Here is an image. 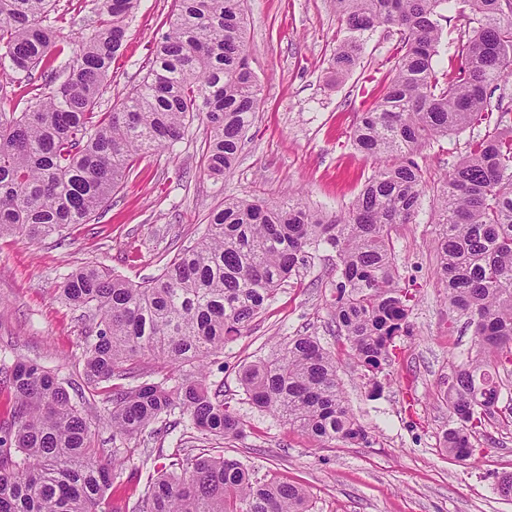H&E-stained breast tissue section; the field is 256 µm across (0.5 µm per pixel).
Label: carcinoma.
Returning a JSON list of instances; mask_svg holds the SVG:
<instances>
[{
	"instance_id": "1",
	"label": "carcinoma",
	"mask_w": 512,
	"mask_h": 512,
	"mask_svg": "<svg viewBox=\"0 0 512 512\" xmlns=\"http://www.w3.org/2000/svg\"><path fill=\"white\" fill-rule=\"evenodd\" d=\"M56 0H0V70L42 71L39 101L0 95V236L34 241L86 224L140 160L184 140L206 118L201 165L232 169L243 133L259 111L243 0H174L168 30L149 69L120 107L98 111L112 60L138 0H102L91 35L63 71L59 33L41 16ZM474 15L461 58L433 66L447 0H332L347 35L329 59L343 75L364 34H400L389 82L354 128V145L375 170L344 214L327 217L293 196L275 204L224 197L194 245L165 259L161 273L132 284L98 266L64 275L63 299L89 313L83 383L67 389L36 363L18 362L0 382L14 396L0 423V512H107L114 471L94 447L79 402L103 396L112 440L169 435L188 421L217 439L243 423L219 399L201 366L247 334L282 285L321 249L336 252L330 303L349 355L373 376L394 362V340L408 332L412 295L396 262L391 231L410 224L426 192L435 205L438 279L448 290V323L464 317L475 350L456 365L444 392L457 426L443 434L448 455L468 460L471 437L498 414L500 372L512 369V118L492 101L512 75V0H463ZM465 155L432 186L418 162L424 147L480 124ZM151 356L193 366L175 385H132L135 364ZM240 383L267 410L317 442L369 443L346 403L336 359L315 336H295L278 353L243 366ZM135 512H309L297 485L258 481L236 458L174 457L149 482Z\"/></svg>"
}]
</instances>
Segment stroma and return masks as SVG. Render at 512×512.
Wrapping results in <instances>:
<instances>
[{
  "instance_id": "obj_1",
  "label": "stroma",
  "mask_w": 512,
  "mask_h": 512,
  "mask_svg": "<svg viewBox=\"0 0 512 512\" xmlns=\"http://www.w3.org/2000/svg\"><path fill=\"white\" fill-rule=\"evenodd\" d=\"M245 6L261 104L233 168L220 178L200 168L195 143L205 123L197 119L188 139L143 160L89 223L69 228L64 238L0 237V367L31 362L62 382L80 380L84 322L57 293L72 269L96 265L141 284L159 274L160 257L194 244L220 195L278 201L295 190L308 207L331 215L348 206L371 175L352 129L362 113L361 88L368 82L384 87L397 32L378 27L366 33L357 65L338 78L329 59L344 33L331 0H246ZM172 9L173 0H140L102 111L141 82ZM442 14L435 66L444 70L471 27L459 0H449ZM468 139L453 134L424 148L429 180L448 173ZM432 214L427 194L413 223L392 230L397 263L415 300L411 333L397 338L396 360L380 374L379 393L353 372L337 339L329 309L336 254L320 250L281 287L251 333L228 343L208 365L210 382L244 424L243 436L216 441L190 427L179 440L146 441L117 469L107 492L110 512H131L173 455L192 459L205 450L238 458L256 478L302 485L311 512H512V496L499 491L501 478L512 473V374L501 376L498 415L473 438L474 456L460 461L441 445L443 432L455 424L444 400L448 379L475 337L466 318L448 319ZM299 335L318 337L335 355L347 403L370 435L368 446L313 441L247 400L241 367Z\"/></svg>"
}]
</instances>
